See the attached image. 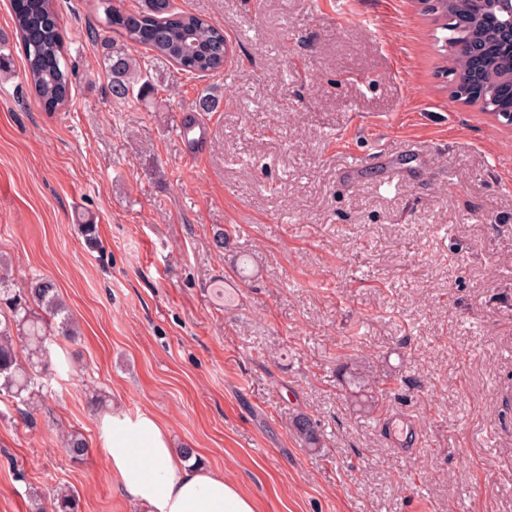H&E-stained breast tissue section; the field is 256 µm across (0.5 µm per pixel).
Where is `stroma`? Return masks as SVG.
Masks as SVG:
<instances>
[{
	"label": "stroma",
	"instance_id": "1",
	"mask_svg": "<svg viewBox=\"0 0 512 512\" xmlns=\"http://www.w3.org/2000/svg\"><path fill=\"white\" fill-rule=\"evenodd\" d=\"M177 3L223 27V74L160 63L154 102L115 104L97 0H55L68 107L22 65L0 75V257L17 286L52 279L77 331L43 410L0 397V512L53 486L78 512H137L102 448L115 408L154 412L260 512H512V126L453 96L416 0ZM206 91L217 111H196ZM244 256L239 301L214 305ZM292 427L305 448L315 450L320 448L322 433L319 426L307 415L299 414L292 421Z\"/></svg>",
	"mask_w": 512,
	"mask_h": 512
}]
</instances>
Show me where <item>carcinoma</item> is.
Wrapping results in <instances>:
<instances>
[{
    "label": "carcinoma",
    "mask_w": 512,
    "mask_h": 512,
    "mask_svg": "<svg viewBox=\"0 0 512 512\" xmlns=\"http://www.w3.org/2000/svg\"><path fill=\"white\" fill-rule=\"evenodd\" d=\"M424 10L438 29L448 32L443 42L453 51L445 62L454 88L465 86L468 67L467 58L455 47L472 42L485 45L484 67L495 81L482 108L512 123V101L495 95L496 85L512 76V47L497 39L488 0H425ZM97 12L99 23L117 35L99 66L108 74L112 99L119 104L144 100L154 93L158 83L152 72L155 60L191 75L224 73V30L177 7L175 0H138L132 12L113 0H97ZM12 23L11 33L0 31V70L10 67L12 53L20 49L31 94L50 110L66 107L73 68L53 0H29L25 9L14 10ZM0 298L8 308L0 312V393L32 409L35 398L45 397L47 372L63 368L53 363L50 337L69 339L76 330L52 280L36 277L28 287L16 288L1 260ZM292 427L304 447L315 450L321 446L319 426L307 415H297ZM64 449L72 459L80 460L88 452V442L82 434L71 432L64 439ZM39 499L46 502L39 512H77V493L72 489H52Z\"/></svg>",
    "instance_id": "cac0c4a2"
}]
</instances>
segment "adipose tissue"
Masks as SVG:
<instances>
[{"label": "adipose tissue", "instance_id": "ef3b65f1", "mask_svg": "<svg viewBox=\"0 0 512 512\" xmlns=\"http://www.w3.org/2000/svg\"><path fill=\"white\" fill-rule=\"evenodd\" d=\"M101 439L121 494L138 512H258L223 474L186 466L151 411L113 410L101 421Z\"/></svg>", "mask_w": 512, "mask_h": 512}]
</instances>
